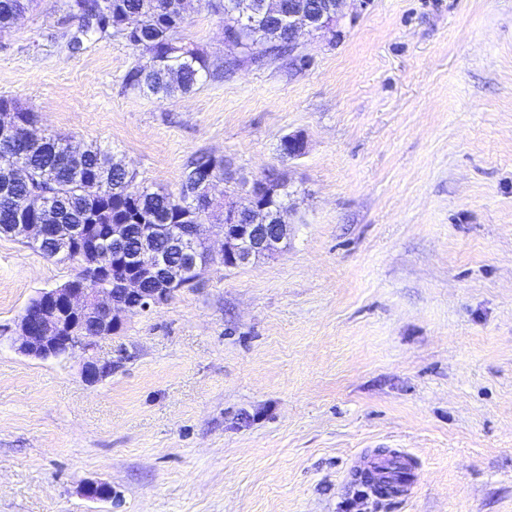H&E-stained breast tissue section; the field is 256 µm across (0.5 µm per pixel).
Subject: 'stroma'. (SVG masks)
I'll list each match as a JSON object with an SVG mask.
<instances>
[{
  "label": "stroma",
  "mask_w": 512,
  "mask_h": 512,
  "mask_svg": "<svg viewBox=\"0 0 512 512\" xmlns=\"http://www.w3.org/2000/svg\"><path fill=\"white\" fill-rule=\"evenodd\" d=\"M79 30L38 0L0 34V97L155 189L200 153L277 168L291 226L279 253L216 256L126 314L93 386L81 356L13 346L75 263L1 236L0 512H512V0H346L293 64L164 101L123 83L148 52L75 51ZM180 36L222 64L223 14L192 7ZM398 448L416 487L364 493L352 463Z\"/></svg>",
  "instance_id": "obj_1"
}]
</instances>
